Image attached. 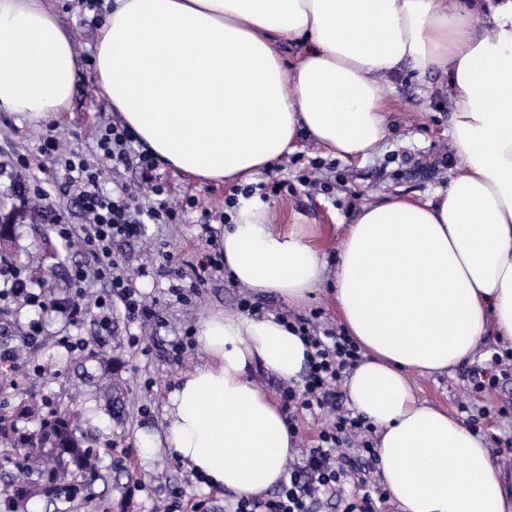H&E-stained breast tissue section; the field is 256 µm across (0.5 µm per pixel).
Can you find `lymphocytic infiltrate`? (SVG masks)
<instances>
[{"label": "lymphocytic infiltrate", "mask_w": 512, "mask_h": 512, "mask_svg": "<svg viewBox=\"0 0 512 512\" xmlns=\"http://www.w3.org/2000/svg\"><path fill=\"white\" fill-rule=\"evenodd\" d=\"M134 143L127 126L105 123L96 133V162L77 153L63 159L65 183L74 188L75 203L85 219L80 226L69 224L42 185L22 178L15 181L20 209L49 218L60 240L68 245L80 243L93 255V266L78 264L68 273L75 295L60 302L58 309L70 321L82 319L89 307H111L116 299L122 303L130 322L148 324L160 320L155 306L140 299L130 279L118 272L112 256L113 242L140 236L143 225L173 224L183 218L182 212L169 203L168 188L158 173V159L137 151ZM107 163L136 170L141 184L150 187L155 195V202L142 204L126 187L104 190L102 173ZM93 276L109 280L110 294L96 297L88 304L84 301L85 285ZM293 327L313 352L307 361L302 391L290 386L282 389L283 407L296 412H322L327 420L318 432L316 446L304 449L300 462L289 464L287 478L272 496L239 498L227 505L226 512H314L316 503L335 497L341 498L343 512H378L379 502L387 498L386 492L367 485L361 493L346 498L341 495L350 469L361 461L368 465L376 462L368 438L371 427L363 417L345 409L340 390L347 372L360 358L359 349L345 334L321 328L312 318L296 317ZM349 444L355 445V454L346 452Z\"/></svg>", "instance_id": "obj_1"}]
</instances>
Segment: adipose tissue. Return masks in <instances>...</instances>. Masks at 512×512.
Returning a JSON list of instances; mask_svg holds the SVG:
<instances>
[{
    "label": "adipose tissue",
    "mask_w": 512,
    "mask_h": 512,
    "mask_svg": "<svg viewBox=\"0 0 512 512\" xmlns=\"http://www.w3.org/2000/svg\"><path fill=\"white\" fill-rule=\"evenodd\" d=\"M283 40L303 48L290 73ZM77 68L40 0H0V110L31 124L67 111ZM401 70L447 74L457 162L436 201L365 206L347 228L335 300L363 351L347 398L377 429L382 482L402 512H512L490 448L409 379L469 359L490 329L512 347V0H109L94 86L163 165L246 182L302 137L365 156L387 136L379 81ZM276 219L239 197L224 268L300 306L325 265L307 225L278 231ZM196 336L208 360L169 396L166 445L205 487L262 494L297 437L248 372L296 379L310 347L274 317L221 311Z\"/></svg>",
    "instance_id": "ef3b65f1"
}]
</instances>
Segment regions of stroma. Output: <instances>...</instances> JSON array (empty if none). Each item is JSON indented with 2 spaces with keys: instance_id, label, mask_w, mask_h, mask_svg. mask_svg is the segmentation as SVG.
<instances>
[{
  "instance_id": "obj_1",
  "label": "stroma",
  "mask_w": 512,
  "mask_h": 512,
  "mask_svg": "<svg viewBox=\"0 0 512 512\" xmlns=\"http://www.w3.org/2000/svg\"><path fill=\"white\" fill-rule=\"evenodd\" d=\"M80 52L76 93L68 112L32 126L15 114L0 112V224L9 226L11 242L0 247V267L21 270L34 279L35 291L46 301L64 298L71 286L68 267L90 264L81 247L64 246L57 236L45 235V223L34 215L14 214V164L25 158L27 180L47 184L59 209L70 223L82 218L63 182L52 181L39 153L42 137L54 135L61 155L83 154L94 159L99 123L119 121L110 102L94 89L95 46L102 17L86 10L81 0H43ZM388 100V135L362 159L346 160L325 155L312 141L300 140L294 152L280 158L279 169H265L255 183L279 181L277 191L267 193L266 203L275 207L284 224H311L316 228L320 255L328 269H335L339 247L356 213L366 205L381 204L401 196L418 201L433 199L445 189L455 159L449 135L448 78L435 72L418 78L401 72L382 78ZM173 206L184 196L195 195L211 210L214 219L202 224L196 213L186 214L179 224L146 225L142 237L119 240L113 252L118 270L132 280L136 290L157 303L162 325L139 334L124 318L120 301L112 303V335L98 340V313H89L78 326L60 315L39 314L21 303L9 306L0 318V345L20 346L22 330L33 318H41L45 342L24 353L13 373H0V409L10 412L16 428L33 433L38 417L26 415L28 406H39L41 415L70 410L79 415L78 425L88 447L97 449L100 481L92 497L77 493L80 512H161L173 489H181L182 502H205L208 512H224L228 494L206 488L166 448L163 437L168 425L164 407L179 379L202 365L206 355L188 330L207 314L222 311L238 314L246 287L234 284L223 267L206 265L207 255L218 250L223 229L220 216L225 196L236 193L233 183H203L167 166H160ZM146 275H139V268ZM182 287L183 298L173 296L170 284ZM268 306L294 317L319 313L320 323L340 329L334 295L320 287L302 308L271 297ZM60 336H80L88 346L69 351L56 343ZM496 336H485L476 354L443 374L415 376L420 398L429 405L447 409L460 421L485 411L479 424L484 442H503L496 459L507 482L512 483V413L501 416L500 406L512 404V379L485 394L469 392L470 369L485 365L499 350ZM109 374L123 391L124 408L119 417L104 409L96 381Z\"/></svg>"
}]
</instances>
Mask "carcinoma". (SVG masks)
I'll return each instance as SVG.
<instances>
[{
  "instance_id": "obj_1",
  "label": "carcinoma",
  "mask_w": 512,
  "mask_h": 512,
  "mask_svg": "<svg viewBox=\"0 0 512 512\" xmlns=\"http://www.w3.org/2000/svg\"><path fill=\"white\" fill-rule=\"evenodd\" d=\"M9 416L0 413V467L13 466L37 475V481H22L12 486L5 498L6 512H21V507L34 496H42L50 504L60 500L65 507L57 512H71L62 497L63 489L76 492V483L94 482L97 450L84 446L77 435L72 413L56 411L43 419L37 433L16 436V428L8 427Z\"/></svg>"
}]
</instances>
